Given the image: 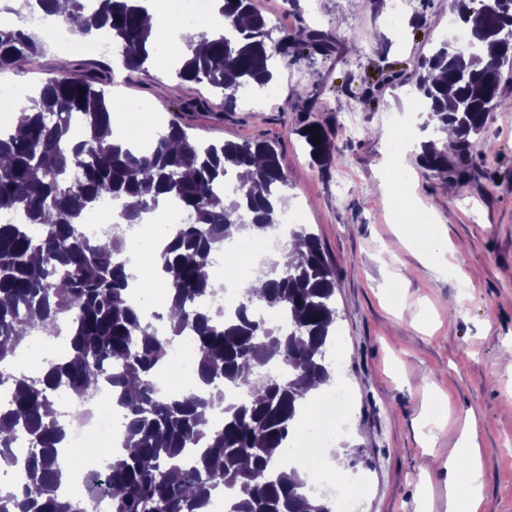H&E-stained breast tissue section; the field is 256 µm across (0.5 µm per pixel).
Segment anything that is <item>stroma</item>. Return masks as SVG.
I'll return each instance as SVG.
<instances>
[{
  "label": "stroma",
  "mask_w": 512,
  "mask_h": 512,
  "mask_svg": "<svg viewBox=\"0 0 512 512\" xmlns=\"http://www.w3.org/2000/svg\"><path fill=\"white\" fill-rule=\"evenodd\" d=\"M253 3L272 38L312 29L360 51L290 57L274 66L268 88L239 96L230 110L158 60L144 72L115 69L109 98L165 122L179 118L204 142L275 147L287 206L303 210L337 274L326 360L347 424L326 446L332 456L351 448L349 476L367 481L361 512H444L443 462L472 417L484 455L479 512H512V369L501 362L512 351V65L501 69L507 103L480 136L491 152L451 181L419 162L431 130L401 150L374 135L408 108L418 59L451 36L444 0H413L395 29L384 22L390 0H360L354 12L341 0ZM63 59L73 77L95 64L51 42L36 60L0 73V84L35 88ZM304 118L331 133L327 167L312 164L297 133ZM392 184L414 186L409 207L431 217V233L412 242L400 234Z\"/></svg>",
  "instance_id": "stroma-1"
}]
</instances>
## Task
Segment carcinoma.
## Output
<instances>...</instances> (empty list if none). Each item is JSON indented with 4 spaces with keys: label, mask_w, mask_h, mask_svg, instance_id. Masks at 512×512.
<instances>
[{
    "label": "carcinoma",
    "mask_w": 512,
    "mask_h": 512,
    "mask_svg": "<svg viewBox=\"0 0 512 512\" xmlns=\"http://www.w3.org/2000/svg\"><path fill=\"white\" fill-rule=\"evenodd\" d=\"M69 2L64 23L70 31L108 35L126 70L142 71L156 57L147 25L151 0H95L91 8L86 0ZM56 3L22 0L15 14L52 16ZM460 4L468 44L443 42L421 57L416 84L436 130L455 131L446 149L425 143L421 165L450 178L465 173L489 113L503 105L501 68L512 62L503 39L512 29V0H485L473 10L465 0ZM220 14L224 27L211 34L185 27L189 54L175 74L220 90L227 107L242 89L269 86L274 56L328 51L318 33L304 29L272 40L252 0H223ZM42 52L34 34L0 25L1 71ZM68 68L60 62L57 74L20 103L17 133L0 132V213L18 215L14 223H0V387L11 392L9 404L0 406V431L8 432L0 437V474L19 475L15 490H0V512H85V501L101 493L111 512H207L214 494L238 487L246 497L234 499L230 512H333L327 496H308L297 468L272 467L273 451L286 449L308 390L331 381L325 355L336 320V272L318 238L302 225L288 231L305 250L282 267L267 262L255 275L264 281L259 294L242 281L231 315L203 305L220 292L203 268L224 242L282 226L288 176L277 151L266 142L202 144L172 120L148 151L137 152L112 141L116 113L124 111L105 99L112 68L80 80L66 76ZM312 126L303 121L299 135L312 162L324 167L329 133L320 125L308 131ZM227 175L235 177L230 191L224 190ZM160 198L186 213L157 254L162 279L143 283L162 295V336L129 301L135 276L123 258L126 231ZM106 199L122 205V223L111 225L102 244L86 238L82 227ZM258 308L283 314L288 328L257 318ZM63 323L69 333L64 357L37 373L9 369L20 343L57 337ZM186 334L196 342L197 384L163 398L157 373L172 343ZM101 377L122 390L117 401L129 452L87 478L81 499L63 504L65 422L87 414L98 392L91 384ZM228 383L244 397L225 402ZM61 388L71 396L67 413L56 400ZM206 411L223 420L207 424ZM20 433L27 442L21 453L15 448Z\"/></svg>",
    "instance_id": "obj_1"
}]
</instances>
